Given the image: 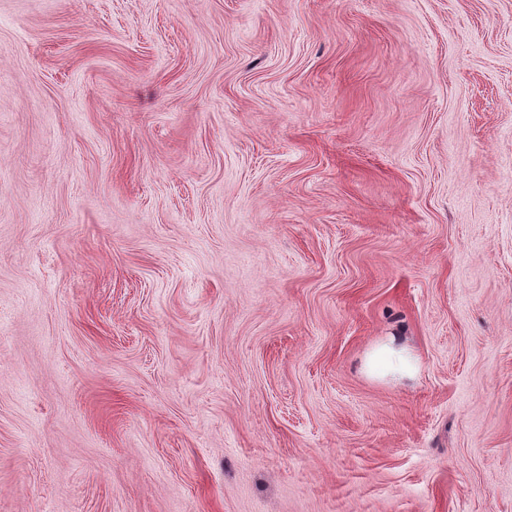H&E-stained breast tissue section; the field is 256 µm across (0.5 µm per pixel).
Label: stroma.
I'll use <instances>...</instances> for the list:
<instances>
[{
    "label": "stroma",
    "mask_w": 512,
    "mask_h": 512,
    "mask_svg": "<svg viewBox=\"0 0 512 512\" xmlns=\"http://www.w3.org/2000/svg\"><path fill=\"white\" fill-rule=\"evenodd\" d=\"M0 512H512V0H0ZM366 367L369 372L380 376L404 378L417 372L418 362L402 343L397 342L396 337L389 336L368 354Z\"/></svg>",
    "instance_id": "1"
}]
</instances>
